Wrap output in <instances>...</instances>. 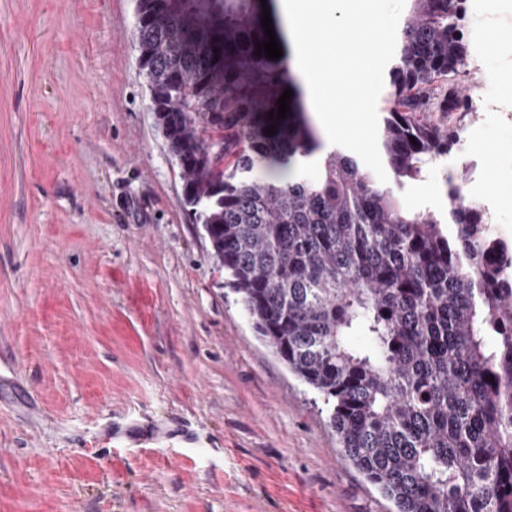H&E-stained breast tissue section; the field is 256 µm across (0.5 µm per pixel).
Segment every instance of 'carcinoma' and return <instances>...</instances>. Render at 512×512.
<instances>
[{"mask_svg":"<svg viewBox=\"0 0 512 512\" xmlns=\"http://www.w3.org/2000/svg\"><path fill=\"white\" fill-rule=\"evenodd\" d=\"M405 2L379 117L390 183L327 145L297 93L268 118L291 84L285 58L255 55L261 0H136L141 74L227 285L343 457L395 512H512V244L460 185L446 213L403 199L459 143L416 113L465 111L469 61L458 0Z\"/></svg>","mask_w":512,"mask_h":512,"instance_id":"cac0c4a2","label":"carcinoma"}]
</instances>
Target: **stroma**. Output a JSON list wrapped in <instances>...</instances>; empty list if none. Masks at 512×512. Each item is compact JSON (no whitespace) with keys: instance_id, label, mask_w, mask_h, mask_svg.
Returning a JSON list of instances; mask_svg holds the SVG:
<instances>
[{"instance_id":"stroma-1","label":"stroma","mask_w":512,"mask_h":512,"mask_svg":"<svg viewBox=\"0 0 512 512\" xmlns=\"http://www.w3.org/2000/svg\"><path fill=\"white\" fill-rule=\"evenodd\" d=\"M134 0H0V512H394L257 335L183 200ZM469 154L512 241V0H462ZM503 36L488 49L492 33Z\"/></svg>"}]
</instances>
